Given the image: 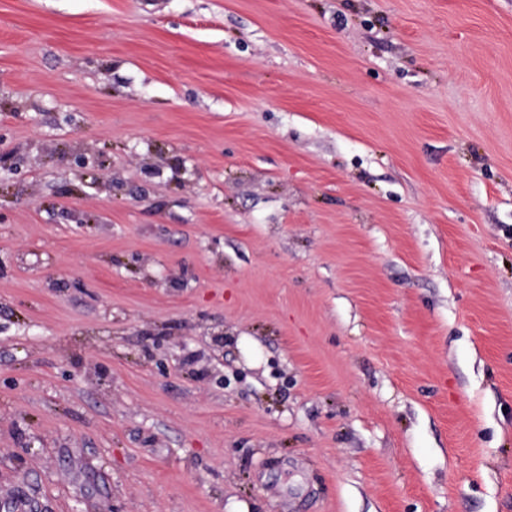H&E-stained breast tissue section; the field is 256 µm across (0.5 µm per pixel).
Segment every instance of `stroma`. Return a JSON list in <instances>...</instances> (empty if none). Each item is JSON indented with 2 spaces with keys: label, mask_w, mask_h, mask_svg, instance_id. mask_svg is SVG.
<instances>
[{
  "label": "stroma",
  "mask_w": 512,
  "mask_h": 512,
  "mask_svg": "<svg viewBox=\"0 0 512 512\" xmlns=\"http://www.w3.org/2000/svg\"><path fill=\"white\" fill-rule=\"evenodd\" d=\"M512 512V0H0V512Z\"/></svg>",
  "instance_id": "35a3bbf8"
}]
</instances>
